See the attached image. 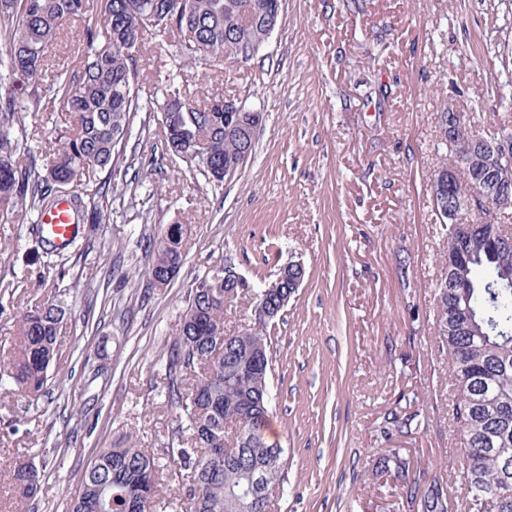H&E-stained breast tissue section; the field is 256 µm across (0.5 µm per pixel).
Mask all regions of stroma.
<instances>
[{"instance_id":"1","label":"stroma","mask_w":512,"mask_h":512,"mask_svg":"<svg viewBox=\"0 0 512 512\" xmlns=\"http://www.w3.org/2000/svg\"><path fill=\"white\" fill-rule=\"evenodd\" d=\"M82 29L61 27L44 88L75 65ZM176 52L148 36L142 97L167 79L157 56ZM181 73L194 102L221 94L265 113L256 149L218 189L167 151L158 113L138 114L127 151L139 183L115 182L109 195L121 219L85 227L87 259L68 250L54 260V294L71 315L46 387L0 388V506L66 512L98 449L132 440L162 464L165 512H180L186 485L166 462L186 439L164 365L192 285L228 266L270 281L291 262L304 281L266 328L270 428L286 461L270 512H404L399 489L368 477L387 444L455 483L448 359L433 339L448 243L430 180L448 153L438 132L446 104L512 130V0H282L257 56ZM175 222L185 260L158 288L144 274L147 241ZM41 263L30 217L0 218V371L26 301L47 295ZM404 394L424 425L383 443L379 418ZM18 459L41 474L30 506L12 497Z\"/></svg>"}]
</instances>
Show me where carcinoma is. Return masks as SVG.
Here are the masks:
<instances>
[{
  "label": "carcinoma",
  "mask_w": 512,
  "mask_h": 512,
  "mask_svg": "<svg viewBox=\"0 0 512 512\" xmlns=\"http://www.w3.org/2000/svg\"><path fill=\"white\" fill-rule=\"evenodd\" d=\"M0 0V216L20 205L37 215L33 231L43 257L42 278L50 277L52 258L79 248L80 237L59 246L43 233L41 217L62 196L59 189L87 179L89 172L118 174L133 136V120L155 105L161 113L155 135L175 156L197 163L204 148L210 168H201L215 187L224 170L237 165L250 145L245 128L263 124L262 112L224 115V97L194 105L173 70L160 100L143 103L136 54L147 34L159 33L178 46L182 61L206 64L256 56L261 33L256 5L262 0H96L101 23L84 27L76 68L53 75L55 95L41 90L45 55L66 21L83 19L89 0ZM66 103L65 130L55 136L49 159L39 164L30 145L23 112H50L56 99ZM95 184L65 198L78 220L101 224ZM434 209L448 236V263L457 265L464 284L453 288L441 277L435 291V332L448 357L453 419L462 457L457 465L463 496L448 484L411 470L400 449L373 459L371 475L400 483L407 512H512V237L495 224L482 234L447 224L439 202ZM184 228L167 224L150 239L152 262L146 273L170 283L181 268ZM224 273L196 281L182 316L178 338L166 363L169 400L188 448L172 455L174 468L186 470L187 512H267L270 491L281 483L285 463L267 449L272 367L271 341L264 326L224 333ZM270 283L254 288L244 281L236 298L258 304L270 299ZM68 308L45 298L19 318V336L10 370L0 387L38 393L57 361ZM419 411L391 409L379 423L381 437L415 433ZM16 497L33 500L40 491L37 472L19 461L10 469ZM82 490L68 512H157L160 483L155 458L134 445L101 448L82 476Z\"/></svg>",
  "instance_id": "cac0c4a2"
}]
</instances>
